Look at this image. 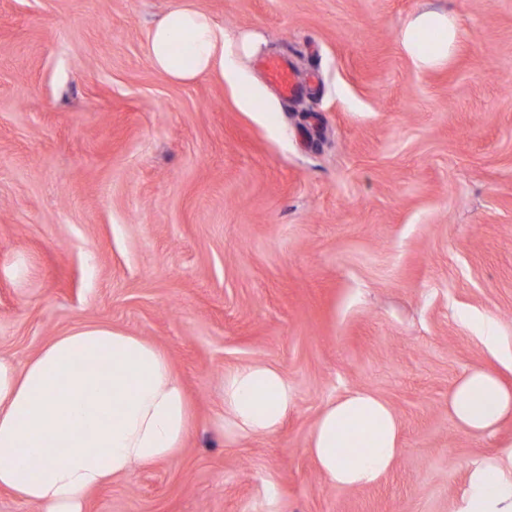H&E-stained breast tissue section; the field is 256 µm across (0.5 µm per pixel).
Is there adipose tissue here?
<instances>
[{
    "instance_id": "adipose-tissue-1",
    "label": "adipose tissue",
    "mask_w": 512,
    "mask_h": 512,
    "mask_svg": "<svg viewBox=\"0 0 512 512\" xmlns=\"http://www.w3.org/2000/svg\"><path fill=\"white\" fill-rule=\"evenodd\" d=\"M459 32L449 13L425 10L407 23L402 44L417 67L435 68L448 62ZM263 45L256 34L228 38L194 0H180L150 28L146 52L159 73L188 84L215 71L238 78L240 61ZM293 404L275 366L254 363L224 376L222 425L240 435L275 433ZM448 412L468 432L492 431L512 419V387L472 368L450 390ZM194 425L192 401L167 353L120 329L76 328L21 366L0 358V489L44 512H84L93 490L175 458ZM400 433L391 406L358 389L324 406L307 452L331 485L367 487L395 465ZM461 512H512V475L473 467Z\"/></svg>"
}]
</instances>
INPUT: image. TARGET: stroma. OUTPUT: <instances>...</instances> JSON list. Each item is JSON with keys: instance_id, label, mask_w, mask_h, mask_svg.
I'll use <instances>...</instances> for the list:
<instances>
[{"instance_id": "stroma-1", "label": "stroma", "mask_w": 512, "mask_h": 512, "mask_svg": "<svg viewBox=\"0 0 512 512\" xmlns=\"http://www.w3.org/2000/svg\"><path fill=\"white\" fill-rule=\"evenodd\" d=\"M179 0H0V357L102 324L163 348L197 428L182 453L92 492L85 512H460L512 443L448 412L456 379L512 354V0H195L258 59L175 84L146 56ZM428 9L463 30L420 69ZM265 111L243 104L251 88ZM278 367L295 406L268 436L219 433L224 375ZM386 400L403 451L367 488L308 455L320 410ZM460 27L448 12L425 10L406 25L403 48L419 68H435L448 62L458 41ZM263 67L269 79L278 86L282 94L291 97L298 93L299 79L286 60L270 59L263 62Z\"/></svg>"}]
</instances>
